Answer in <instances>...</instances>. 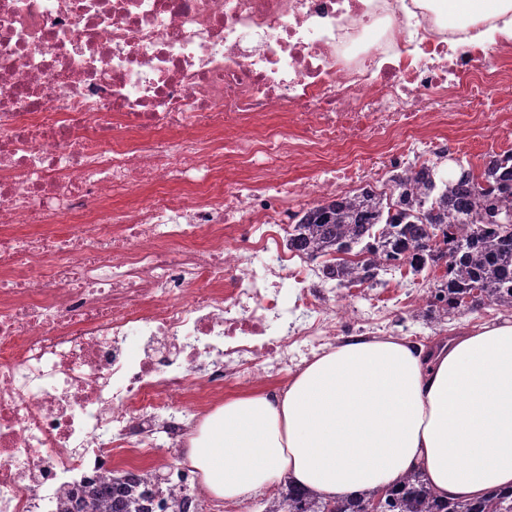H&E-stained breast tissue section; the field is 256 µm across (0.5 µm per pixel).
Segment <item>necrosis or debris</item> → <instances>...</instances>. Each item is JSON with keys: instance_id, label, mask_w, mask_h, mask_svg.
<instances>
[{"instance_id": "obj_1", "label": "necrosis or debris", "mask_w": 512, "mask_h": 512, "mask_svg": "<svg viewBox=\"0 0 512 512\" xmlns=\"http://www.w3.org/2000/svg\"><path fill=\"white\" fill-rule=\"evenodd\" d=\"M500 23L441 0H0V512L184 447L224 385L338 327L421 318L428 291L359 305L288 233L447 163L512 64V38L471 40ZM140 475L149 512H235L188 463Z\"/></svg>"}]
</instances>
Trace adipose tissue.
<instances>
[{"label":"adipose tissue","mask_w":512,"mask_h":512,"mask_svg":"<svg viewBox=\"0 0 512 512\" xmlns=\"http://www.w3.org/2000/svg\"><path fill=\"white\" fill-rule=\"evenodd\" d=\"M182 454L230 500L285 481L351 497L414 468L444 497L512 489V321L430 351L406 337L350 338L283 390L225 400Z\"/></svg>","instance_id":"ef3b65f1"}]
</instances>
